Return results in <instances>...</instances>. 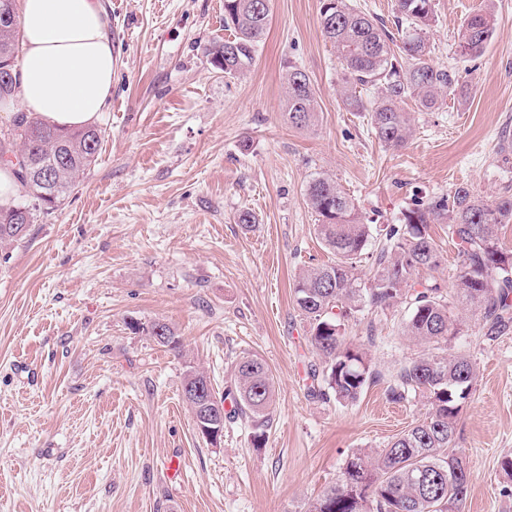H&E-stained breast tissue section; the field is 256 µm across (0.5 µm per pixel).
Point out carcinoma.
<instances>
[{
	"instance_id": "obj_1",
	"label": "carcinoma",
	"mask_w": 512,
	"mask_h": 512,
	"mask_svg": "<svg viewBox=\"0 0 512 512\" xmlns=\"http://www.w3.org/2000/svg\"><path fill=\"white\" fill-rule=\"evenodd\" d=\"M271 0H224V29L232 36L207 50L224 76L244 74L269 29ZM493 0L470 16L458 36L462 57L481 54L493 34ZM320 25L336 49L341 66L342 102L351 112L368 114L377 139L386 147H403L412 136L410 113L434 108L457 85L456 73L433 66L428 29L434 20L433 0H396V32L366 14L352 0H320ZM18 15L16 0H0V63L16 69ZM288 123L298 129L314 125L317 90L305 71L285 75ZM102 140L96 126L60 130L25 112L0 131V164L11 165L27 199L0 207V248L22 241L37 215L55 210L71 193L76 180L95 162ZM306 199L318 217L316 232L335 260L304 269L295 279V303L308 322V342L319 362L310 365L307 393L322 401L349 404L378 381L366 353L348 341L346 323L397 303L408 306L401 334L425 345V352L406 362L389 382L394 402L421 398L423 420L414 422L377 451L358 449L347 456L337 481L305 512H460L473 473L455 448L459 416L476 385V366L463 353L448 352L460 335L457 310L471 312L492 340L512 329V252L499 238V227L512 223V194L488 201L460 185L449 196L417 200L401 213L399 223L383 228L385 242L373 256L372 275L358 274L372 225L365 223L354 200L329 176H316ZM448 225L457 242L461 266L455 288L443 291L435 279H417L440 265L438 244L430 225ZM179 348L173 330L157 321L146 329ZM202 386L206 410L226 411L231 401L237 416L251 422L254 444L265 441L275 397L274 376L256 356L234 365L231 385L220 394L202 371L190 368L182 390Z\"/></svg>"
}]
</instances>
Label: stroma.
I'll return each instance as SVG.
<instances>
[{"mask_svg": "<svg viewBox=\"0 0 512 512\" xmlns=\"http://www.w3.org/2000/svg\"><path fill=\"white\" fill-rule=\"evenodd\" d=\"M434 4L430 60L459 83L433 111L407 101L415 135L389 149L342 103L319 0H272L266 38L235 79L206 54L225 37L224 0H104L118 63L97 161L0 249V512H304L348 454L424 417L423 400L386 396L421 351L400 334V303L346 328L378 381L347 406L308 397L315 358L293 282L332 259L305 197L315 176H332L378 226L462 184L489 200L512 192V0H493L476 58L459 55L458 33L484 0ZM291 66L318 91L307 130L284 116ZM246 209L258 218L248 231ZM463 319L449 349L478 379L457 430L473 473L461 512H512L499 468L512 456V330L490 340ZM156 321L179 351L145 334ZM247 355L274 375L272 426L257 447L246 420H230L211 446L184 375L202 370L220 392Z\"/></svg>", "mask_w": 512, "mask_h": 512, "instance_id": "stroma-1", "label": "stroma"}]
</instances>
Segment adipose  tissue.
<instances>
[{"label": "adipose tissue", "instance_id": "1", "mask_svg": "<svg viewBox=\"0 0 512 512\" xmlns=\"http://www.w3.org/2000/svg\"><path fill=\"white\" fill-rule=\"evenodd\" d=\"M18 109L63 128L95 125L112 93L116 59L101 0H22Z\"/></svg>", "mask_w": 512, "mask_h": 512}]
</instances>
